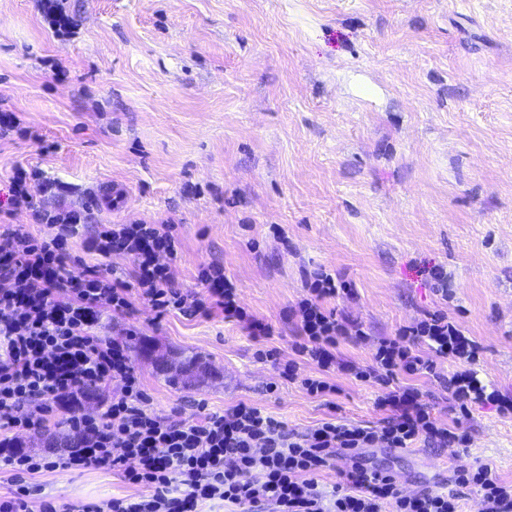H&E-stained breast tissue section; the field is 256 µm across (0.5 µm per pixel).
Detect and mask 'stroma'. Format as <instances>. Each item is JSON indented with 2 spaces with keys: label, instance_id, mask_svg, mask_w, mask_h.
Wrapping results in <instances>:
<instances>
[{
  "label": "stroma",
  "instance_id": "35a3bbf8",
  "mask_svg": "<svg viewBox=\"0 0 512 512\" xmlns=\"http://www.w3.org/2000/svg\"><path fill=\"white\" fill-rule=\"evenodd\" d=\"M76 28L51 29L37 0H0V222L41 232L33 213L83 208L96 224L179 227L171 267L198 288L222 264L241 305L274 328L256 340L221 313L157 315L141 300L104 314L152 411L198 416L257 405L304 432L336 416L378 426L377 385L335 373L309 395L257 351L293 359L288 309L304 276L339 273L352 292L327 307L367 341L436 310L482 347V377L512 392V0H60ZM31 172L32 208L8 185ZM443 268L447 292L429 271ZM198 356L170 385L155 358ZM466 447L377 448L407 492L449 489L490 464L512 481V417L475 408ZM44 495L83 504L135 494L121 470L46 471Z\"/></svg>",
  "mask_w": 512,
  "mask_h": 512
}]
</instances>
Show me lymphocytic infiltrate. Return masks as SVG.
<instances>
[{
	"instance_id": "lymphocytic-infiltrate-1",
	"label": "lymphocytic infiltrate",
	"mask_w": 512,
	"mask_h": 512,
	"mask_svg": "<svg viewBox=\"0 0 512 512\" xmlns=\"http://www.w3.org/2000/svg\"><path fill=\"white\" fill-rule=\"evenodd\" d=\"M34 217L47 234L21 224L0 228V471L15 477L10 495L0 497V512H202L207 505L231 512H462V488L480 496L483 512H512V483L489 465L456 470L454 490L425 487L408 494L395 473L366 457L368 449H405L420 439L438 448L468 442L460 426L433 417L417 388L398 384L402 375L442 384L461 417L487 405L512 416V393L480 378L479 343L447 313H427L378 339L370 363L349 360L337 350L340 339L362 341L367 333L360 322L325 307V300L347 285L317 270L305 281L306 296L289 311L300 328L293 359L281 362L274 349L260 357L317 397L338 393L328 381L333 372L377 384L375 405L384 413L380 426L332 418L293 432L247 402L196 421L161 416L148 410L126 346L95 334L103 312H128L138 298L161 314L222 313L256 339L272 336L271 325L241 306L223 266L199 269L201 291L177 287L169 266L180 245L175 224L97 226L87 252L131 258L134 275L126 282L95 266L71 269L68 243L88 223V214L41 210ZM443 360L455 363L451 375L439 372ZM303 361L314 365L315 374H301ZM112 381L121 392L107 401L105 411L79 412L87 388ZM55 415L74 436V447L52 459L27 450L20 433H41ZM338 458L348 465L338 471L333 487H325L319 477ZM90 466L123 468L138 494L58 504L38 497V485L28 481L49 469Z\"/></svg>"
}]
</instances>
